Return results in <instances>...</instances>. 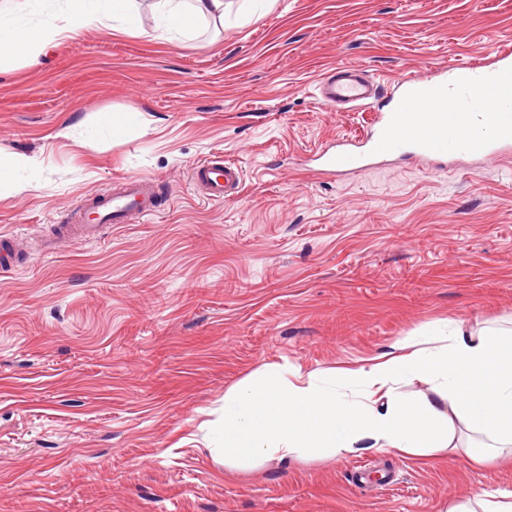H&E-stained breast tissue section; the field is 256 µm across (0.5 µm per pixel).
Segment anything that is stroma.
Wrapping results in <instances>:
<instances>
[{
	"mask_svg": "<svg viewBox=\"0 0 512 512\" xmlns=\"http://www.w3.org/2000/svg\"><path fill=\"white\" fill-rule=\"evenodd\" d=\"M131 25L0 67V159L35 158L0 193V512H441L512 489L472 468L351 455L226 463L224 395L263 366L368 364L447 319L512 323V166L402 160L343 179L308 158L369 116L316 99L327 69L381 86L512 46V0H251L197 40ZM135 108L120 136L100 113ZM244 171L215 203L193 163ZM165 188L156 217L45 247L84 196L119 178Z\"/></svg>",
	"mask_w": 512,
	"mask_h": 512,
	"instance_id": "obj_1",
	"label": "stroma"
}]
</instances>
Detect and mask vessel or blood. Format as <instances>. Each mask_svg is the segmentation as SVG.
<instances>
[{
  "label": "vessel or blood",
  "mask_w": 512,
  "mask_h": 512,
  "mask_svg": "<svg viewBox=\"0 0 512 512\" xmlns=\"http://www.w3.org/2000/svg\"><path fill=\"white\" fill-rule=\"evenodd\" d=\"M379 87L355 67L318 82L317 97L329 111L372 114L364 137L342 138L314 153L320 171L344 178L402 157L441 168L451 162L512 156V48H501L490 60L452 61L425 76L397 77L385 99ZM463 120L476 127L471 137L457 134ZM191 180L208 200L221 202L237 193L243 171L214 154L194 163ZM158 198L156 180L126 176L112 189L81 200L73 218L57 225L56 232L92 242L105 225L149 220L159 210Z\"/></svg>",
  "instance_id": "obj_1"
}]
</instances>
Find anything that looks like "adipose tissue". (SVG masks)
Returning <instances> with one entry per match:
<instances>
[{
  "mask_svg": "<svg viewBox=\"0 0 512 512\" xmlns=\"http://www.w3.org/2000/svg\"><path fill=\"white\" fill-rule=\"evenodd\" d=\"M37 0H0V57L36 63L46 46L81 29L131 23V0H57L38 13ZM159 37L196 38L223 21L225 0H153ZM432 347L396 342L371 366L335 370L328 379L293 381L288 367L265 366L258 376L224 396V458L241 464L258 458L288 460L373 448L406 457L450 452L471 461L512 457V328L467 329L448 319ZM420 379L430 393L416 400L399 392ZM476 435L458 447L454 422Z\"/></svg>",
  "mask_w": 512,
  "mask_h": 512,
  "instance_id": "adipose-tissue-1",
  "label": "adipose tissue"
}]
</instances>
